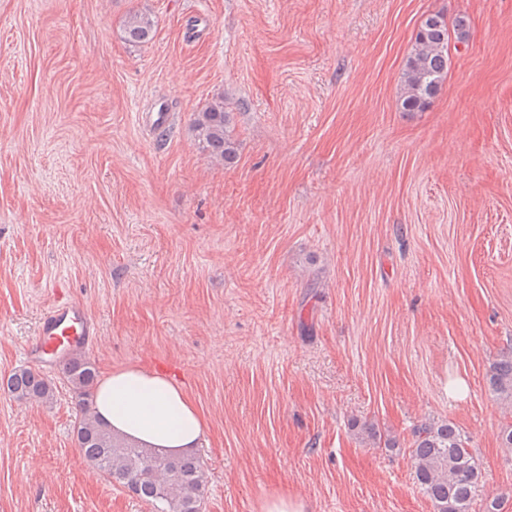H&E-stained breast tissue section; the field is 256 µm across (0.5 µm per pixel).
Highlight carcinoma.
Masks as SVG:
<instances>
[{"label":"carcinoma","mask_w":512,"mask_h":512,"mask_svg":"<svg viewBox=\"0 0 512 512\" xmlns=\"http://www.w3.org/2000/svg\"><path fill=\"white\" fill-rule=\"evenodd\" d=\"M123 31L124 39L135 45L151 41L155 33L153 21L137 11L128 14ZM449 39L443 17L433 14L421 23L403 73V110L424 108L446 80ZM230 125L231 115L225 111L222 97L198 113L193 122L202 149L227 164L237 156ZM62 374L80 398L75 444L95 470L110 484L150 505L152 512H204L207 476L203 461L192 455L174 458L160 454L112 432L94 411L92 389L97 371L86 356L70 354L63 362ZM0 386L18 401L46 402L53 397L51 382L32 369L14 371ZM489 386L495 396L512 400V353L493 363ZM409 456L415 483L431 502L433 512H472L482 472L468 438L458 427L446 420L417 426Z\"/></svg>","instance_id":"obj_1"}]
</instances>
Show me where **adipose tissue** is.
Returning <instances> with one entry per match:
<instances>
[{"mask_svg": "<svg viewBox=\"0 0 512 512\" xmlns=\"http://www.w3.org/2000/svg\"><path fill=\"white\" fill-rule=\"evenodd\" d=\"M98 417L128 440L168 455L194 451L205 420L188 393L166 374L139 366L104 372L95 391Z\"/></svg>", "mask_w": 512, "mask_h": 512, "instance_id": "1", "label": "adipose tissue"}]
</instances>
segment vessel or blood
<instances>
[{
    "mask_svg": "<svg viewBox=\"0 0 512 512\" xmlns=\"http://www.w3.org/2000/svg\"><path fill=\"white\" fill-rule=\"evenodd\" d=\"M144 121L156 131L169 127L173 115L169 112L165 100H156L151 111L145 113ZM96 334V327L82 303H60L51 307L42 317L33 350L39 356L54 353L61 346L70 352L80 350L88 345Z\"/></svg>",
    "mask_w": 512,
    "mask_h": 512,
    "instance_id": "1",
    "label": "vessel or blood"
}]
</instances>
